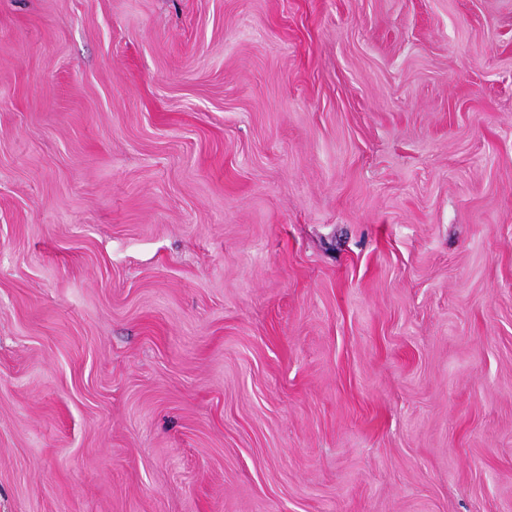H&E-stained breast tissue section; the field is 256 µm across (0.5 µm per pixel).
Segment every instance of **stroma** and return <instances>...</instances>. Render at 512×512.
Instances as JSON below:
<instances>
[{
    "instance_id": "obj_1",
    "label": "stroma",
    "mask_w": 512,
    "mask_h": 512,
    "mask_svg": "<svg viewBox=\"0 0 512 512\" xmlns=\"http://www.w3.org/2000/svg\"><path fill=\"white\" fill-rule=\"evenodd\" d=\"M0 512H512V0H0Z\"/></svg>"
}]
</instances>
